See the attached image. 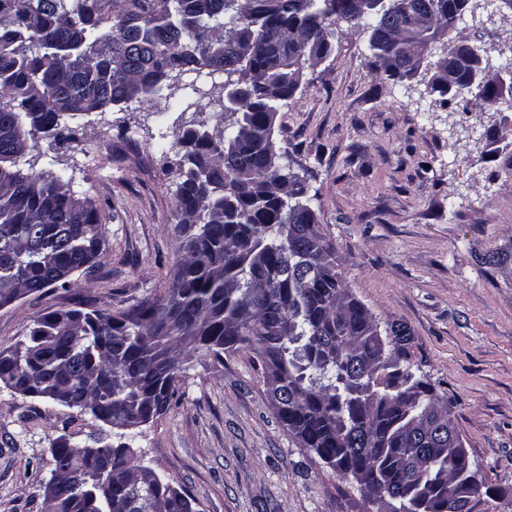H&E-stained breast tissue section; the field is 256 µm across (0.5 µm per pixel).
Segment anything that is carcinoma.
<instances>
[{
    "label": "carcinoma",
    "instance_id": "1",
    "mask_svg": "<svg viewBox=\"0 0 512 512\" xmlns=\"http://www.w3.org/2000/svg\"><path fill=\"white\" fill-rule=\"evenodd\" d=\"M339 0H0V307L20 295L70 287L62 268L87 269L103 247L92 204L60 176L18 167L26 143L61 136L85 111L150 104L184 72H224V129L180 130L175 211L184 256L165 291L128 310L51 311L0 352V384L89 414L113 440L61 435L50 448L48 512H196L194 501L142 463L126 439L165 413L183 353H252L277 420L322 463L348 475L385 512H460L448 484L494 496L469 460L439 446L458 432L448 397L406 392L412 336H377L373 313L349 301L336 248L318 229L305 182L279 162L271 117L292 101L306 64L328 57L333 27L368 32L369 68L417 74L421 53L448 37L457 71L427 88L499 104L503 81L472 82L465 40L451 36L463 0H376L346 12ZM112 459V473L101 461Z\"/></svg>",
    "mask_w": 512,
    "mask_h": 512
}]
</instances>
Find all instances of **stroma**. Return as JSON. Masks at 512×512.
<instances>
[{"label":"stroma","mask_w":512,"mask_h":512,"mask_svg":"<svg viewBox=\"0 0 512 512\" xmlns=\"http://www.w3.org/2000/svg\"><path fill=\"white\" fill-rule=\"evenodd\" d=\"M455 30L492 72L512 76L511 18L484 7ZM332 42L277 115L280 162L306 181L351 295L380 324L410 330L411 361L448 396L473 466L508 491L475 512H512V91L496 111L443 105L426 84L445 43L415 78L396 82L370 71L365 34L340 27ZM223 80L185 72L153 103L66 118L76 143L42 136L25 151L24 172L65 176L97 209L104 253L72 287L0 307V351L47 312L122 311L167 287L183 255L178 133L201 120L222 129ZM262 376L247 353L194 354L167 412L134 430V452L199 512H376L351 477L282 427ZM100 429L91 416L1 387L0 512H46L52 442Z\"/></svg>","instance_id":"1"}]
</instances>
